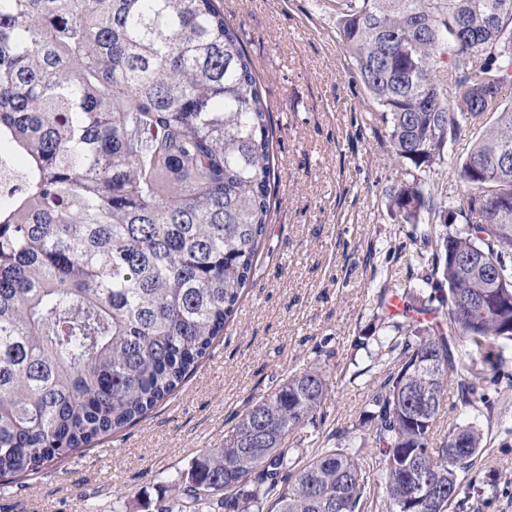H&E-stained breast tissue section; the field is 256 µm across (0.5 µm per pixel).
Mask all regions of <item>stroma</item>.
<instances>
[{"label":"stroma","mask_w":512,"mask_h":512,"mask_svg":"<svg viewBox=\"0 0 512 512\" xmlns=\"http://www.w3.org/2000/svg\"><path fill=\"white\" fill-rule=\"evenodd\" d=\"M260 80L274 130L275 197L255 273L223 336L170 399L95 447L49 462L22 490L0 485V512H151L176 495L179 472L222 446L235 418L289 374L330 373L321 421L300 448L313 454L366 433L370 394L400 360L403 333L386 328L383 294L419 289L430 258L396 223L389 194L401 168L388 128L336 28V0H223ZM462 134L425 179L436 203L455 205L453 172L482 126ZM476 423L486 450L477 471L497 491L484 512H512V394L493 420L461 407L456 390L436 424Z\"/></svg>","instance_id":"1"}]
</instances>
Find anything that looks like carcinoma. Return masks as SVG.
<instances>
[{"label": "carcinoma", "mask_w": 512, "mask_h": 512, "mask_svg": "<svg viewBox=\"0 0 512 512\" xmlns=\"http://www.w3.org/2000/svg\"><path fill=\"white\" fill-rule=\"evenodd\" d=\"M337 28L380 107L390 195L424 224L430 288L387 319L413 339L369 398L387 512H451L484 448L473 424L435 441L448 382L491 413L512 380V0H336ZM460 96L435 81L442 59ZM496 116L438 207L413 171ZM270 112L222 0H0V144L22 163L0 192V482L35 475L143 417L197 368L234 315L271 211ZM497 256L488 269L481 258ZM329 373L281 380L179 479L155 512H365L370 472L349 445L288 447L324 416Z\"/></svg>", "instance_id": "cac0c4a2"}]
</instances>
